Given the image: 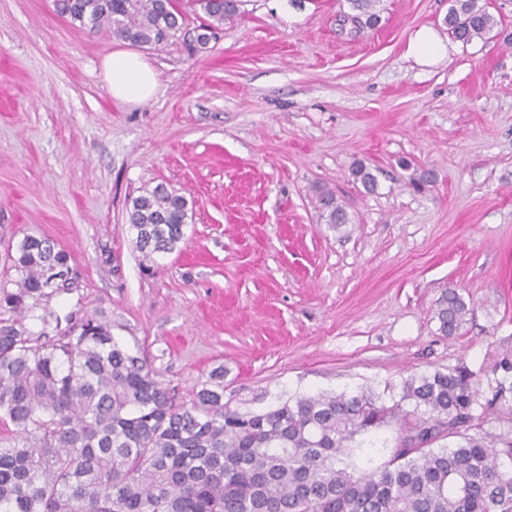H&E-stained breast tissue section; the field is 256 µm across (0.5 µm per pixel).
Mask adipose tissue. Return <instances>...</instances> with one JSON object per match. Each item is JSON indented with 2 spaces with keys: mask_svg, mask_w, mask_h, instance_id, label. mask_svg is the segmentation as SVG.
I'll list each match as a JSON object with an SVG mask.
<instances>
[{
  "mask_svg": "<svg viewBox=\"0 0 512 512\" xmlns=\"http://www.w3.org/2000/svg\"><path fill=\"white\" fill-rule=\"evenodd\" d=\"M408 56L423 67H432L448 55V40L436 29L424 26L410 39ZM104 78L115 99L137 104L152 98L160 83L157 72L138 53L118 49L108 55L103 63Z\"/></svg>",
  "mask_w": 512,
  "mask_h": 512,
  "instance_id": "ef3b65f1",
  "label": "adipose tissue"
}]
</instances>
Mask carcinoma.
Masks as SVG:
<instances>
[{"mask_svg": "<svg viewBox=\"0 0 512 512\" xmlns=\"http://www.w3.org/2000/svg\"><path fill=\"white\" fill-rule=\"evenodd\" d=\"M348 35L376 26L379 0H346ZM206 28L234 18L238 0H195ZM91 31L158 47L181 31L178 0H53ZM448 33L470 42L495 19L479 0H452ZM328 223H347L322 198ZM188 202L159 183L132 198L135 247L150 258L184 237ZM15 278L0 285V512H512V442L464 435L478 392L465 369L413 374L399 391L297 394L260 411L224 404V372L191 404L177 401L145 357L94 314L79 334L56 314H35L54 295L72 256L26 235L8 254ZM468 308L448 289L436 317L451 336ZM56 329L51 335L49 327ZM396 432L389 460L340 466L361 436ZM451 436L453 448L433 444Z\"/></svg>", "mask_w": 512, "mask_h": 512, "instance_id": "cac0c4a2", "label": "carcinoma"}]
</instances>
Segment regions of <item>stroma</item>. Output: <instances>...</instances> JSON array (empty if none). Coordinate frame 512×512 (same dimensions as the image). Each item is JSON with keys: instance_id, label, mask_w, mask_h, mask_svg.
I'll return each mask as SVG.
<instances>
[{"instance_id": "1", "label": "stroma", "mask_w": 512, "mask_h": 512, "mask_svg": "<svg viewBox=\"0 0 512 512\" xmlns=\"http://www.w3.org/2000/svg\"><path fill=\"white\" fill-rule=\"evenodd\" d=\"M344 2L241 0L202 45L180 0L188 26L139 50L160 88L132 105L102 72L130 42L52 0H0V281L25 235L67 250L73 284L47 311H104L185 402L218 367L239 410L462 366L483 402L512 382V0H480L493 30L430 68L408 43L446 31L451 0H381L353 41ZM160 182L188 223L151 263L127 208ZM325 192L347 224L327 223ZM451 288L469 312L447 336ZM464 431L512 442V397Z\"/></svg>"}]
</instances>
